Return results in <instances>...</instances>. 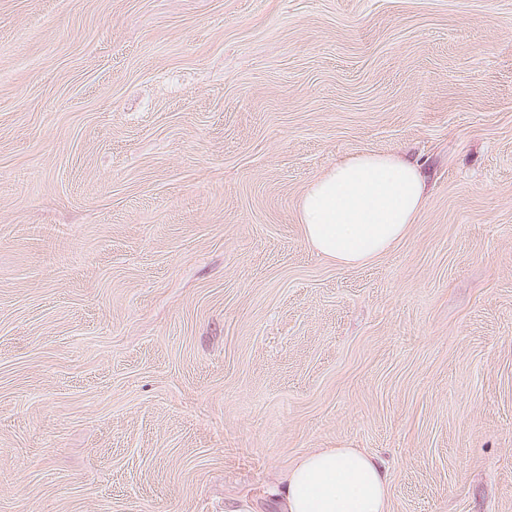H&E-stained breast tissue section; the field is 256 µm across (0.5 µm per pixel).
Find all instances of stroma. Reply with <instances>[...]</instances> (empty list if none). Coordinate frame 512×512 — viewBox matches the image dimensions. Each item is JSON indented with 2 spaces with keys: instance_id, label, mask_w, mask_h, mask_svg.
<instances>
[{
  "instance_id": "stroma-1",
  "label": "stroma",
  "mask_w": 512,
  "mask_h": 512,
  "mask_svg": "<svg viewBox=\"0 0 512 512\" xmlns=\"http://www.w3.org/2000/svg\"><path fill=\"white\" fill-rule=\"evenodd\" d=\"M429 173L366 265L340 158ZM320 448L390 512H512V0H0V512H275ZM426 193V175L414 159L356 153L309 183L299 200V222L313 249L354 267L386 253L406 235Z\"/></svg>"
}]
</instances>
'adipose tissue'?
Segmentation results:
<instances>
[{
    "label": "adipose tissue",
    "mask_w": 512,
    "mask_h": 512,
    "mask_svg": "<svg viewBox=\"0 0 512 512\" xmlns=\"http://www.w3.org/2000/svg\"><path fill=\"white\" fill-rule=\"evenodd\" d=\"M427 197L414 159L365 151L316 177L303 192L306 242L343 267L381 256L407 233ZM281 512H389L388 477L355 448H325L289 468L275 491Z\"/></svg>",
    "instance_id": "1"
}]
</instances>
